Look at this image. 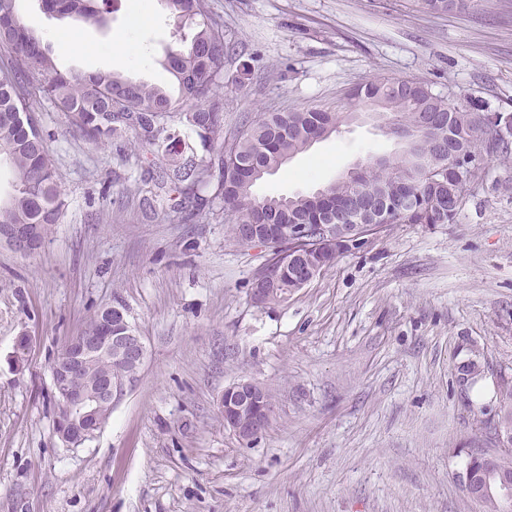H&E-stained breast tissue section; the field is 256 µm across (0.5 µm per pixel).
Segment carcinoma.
<instances>
[{
    "instance_id": "cac0c4a2",
    "label": "carcinoma",
    "mask_w": 512,
    "mask_h": 512,
    "mask_svg": "<svg viewBox=\"0 0 512 512\" xmlns=\"http://www.w3.org/2000/svg\"><path fill=\"white\" fill-rule=\"evenodd\" d=\"M181 22L196 21V31L179 34L182 46L168 52L165 70L177 81L180 99L160 85L133 81L117 73L79 74L57 69L39 38L22 21L19 0H0V149L12 173V190L0 198V224H24L34 248L52 234L65 205L47 137L35 113L49 102L64 113L83 136L108 145L133 137L142 155L158 167L157 184L173 212L206 217L212 198L222 203L229 231L241 245L252 243L245 228L255 224H316L332 209L340 223H370L374 212L351 208L359 188L379 199L389 211L390 224H452L471 180L459 178L451 160L463 155L482 161L500 152L477 133L480 114L488 107L465 94L443 96L425 83L397 78L369 80L354 87L347 105L316 106L302 112H268L224 138V24L210 14L208 0H167ZM475 0H416L419 11L445 14L465 11ZM104 0H52V12L85 24L101 25L108 10ZM361 106L386 121L391 133L417 137L415 151L385 166H362L355 175L342 174L315 193L295 196L255 195L262 169L269 175L282 160L306 151L313 136L328 137L352 116L346 106ZM195 133L206 155L199 158L186 141ZM343 253L338 247L303 250V263L330 266ZM300 264L277 267L280 295L302 288Z\"/></svg>"
}]
</instances>
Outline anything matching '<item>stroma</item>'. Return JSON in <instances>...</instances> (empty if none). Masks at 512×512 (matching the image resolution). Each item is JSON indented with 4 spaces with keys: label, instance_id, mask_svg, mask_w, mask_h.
<instances>
[{
    "label": "stroma",
    "instance_id": "1",
    "mask_svg": "<svg viewBox=\"0 0 512 512\" xmlns=\"http://www.w3.org/2000/svg\"><path fill=\"white\" fill-rule=\"evenodd\" d=\"M209 4L224 25L225 135L267 112L346 102L379 76L512 114V0L445 15L414 0ZM21 13L60 69L172 83L164 0H115L104 26L41 0ZM74 29L81 45L63 46ZM35 119L66 206L34 254L0 244V512H485L461 474L471 455L497 452L486 426L512 375V162L484 159L455 223L390 225L287 302L257 308L249 288L268 251L234 242L221 208L198 221L146 210L133 147L92 144L48 105ZM397 149L376 121L349 119L254 192L310 193ZM116 302L145 362L104 427L64 446L50 365ZM471 359L481 376L460 385ZM242 379L274 402L247 444L218 408Z\"/></svg>",
    "mask_w": 512,
    "mask_h": 512
}]
</instances>
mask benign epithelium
I'll return each mask as SVG.
<instances>
[{
	"label": "benign epithelium",
	"instance_id": "1",
	"mask_svg": "<svg viewBox=\"0 0 512 512\" xmlns=\"http://www.w3.org/2000/svg\"><path fill=\"white\" fill-rule=\"evenodd\" d=\"M480 135L492 146L512 141V116L491 113L478 125ZM383 232V228L365 224H292L281 230L280 236L292 243L294 250L270 258L266 266L270 272L256 280L258 287L250 289L249 299L257 308L265 307L269 284H275L271 269L280 261L291 263L298 257L300 246L316 242H339L347 247L363 244L365 239ZM0 243L21 254L32 252L30 236L20 224H0ZM105 327L84 330L71 337L52 363V381L58 403L65 415L55 420V431L68 447H77L100 430L107 422L112 405L126 384L132 382L142 367L147 350L143 337L119 303L105 307L100 313ZM107 359L113 368L124 370V377H115L109 371L92 379L91 366ZM232 396L224 406V427L239 441L248 444L256 439L270 421L273 407L265 386L241 380L224 389ZM501 452L482 454L470 458L461 475L462 484L475 500L495 497L512 505V418L502 412L495 421Z\"/></svg>",
	"mask_w": 512,
	"mask_h": 512
}]
</instances>
